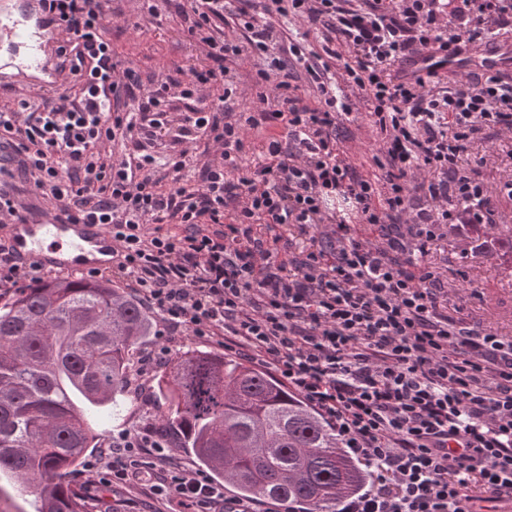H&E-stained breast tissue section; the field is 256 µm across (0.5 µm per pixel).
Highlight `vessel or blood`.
<instances>
[{
	"label": "vessel or blood",
	"mask_w": 512,
	"mask_h": 512,
	"mask_svg": "<svg viewBox=\"0 0 512 512\" xmlns=\"http://www.w3.org/2000/svg\"><path fill=\"white\" fill-rule=\"evenodd\" d=\"M46 26L32 8L0 15V74L40 73L46 68L43 57ZM484 74L512 71V43L489 42L462 53L444 57L431 52L412 56L404 69L406 78L429 71ZM9 244L27 261L64 272L88 271L112 264V235L102 224H73L58 211L28 209L22 221L10 224Z\"/></svg>",
	"instance_id": "1"
}]
</instances>
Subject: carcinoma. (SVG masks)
Here are the masks:
<instances>
[{"label":"carcinoma","instance_id":"carcinoma-1","mask_svg":"<svg viewBox=\"0 0 512 512\" xmlns=\"http://www.w3.org/2000/svg\"><path fill=\"white\" fill-rule=\"evenodd\" d=\"M151 330L136 301L101 281L43 282L0 305V475L36 493V512H95L69 482L99 439L76 400L118 409ZM158 388L177 447L244 498L336 512L366 480L330 427L251 365L187 351Z\"/></svg>","mask_w":512,"mask_h":512}]
</instances>
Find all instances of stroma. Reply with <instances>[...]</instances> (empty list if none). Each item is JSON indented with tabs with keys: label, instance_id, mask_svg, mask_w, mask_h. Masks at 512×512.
Segmentation results:
<instances>
[{
	"label": "stroma",
	"instance_id": "obj_1",
	"mask_svg": "<svg viewBox=\"0 0 512 512\" xmlns=\"http://www.w3.org/2000/svg\"><path fill=\"white\" fill-rule=\"evenodd\" d=\"M115 14L107 34L117 52L133 61L143 79L176 75L178 70L205 65L198 48L182 32L178 0H159L157 19L141 18L137 0H110ZM265 61L257 54H245L230 62L233 76L231 107L245 112L256 106L255 77ZM357 116L347 123L338 144L353 165L365 176H378L372 157L380 147V134L363 105H356ZM471 167L477 168L487 193L504 218L500 224L480 228L455 225L433 245L429 260L448 289L449 308H460L468 323H477L512 336V199L503 194L504 184L512 182V141L495 130H483L469 146ZM169 369L168 363L155 366L147 375L131 372L119 410L104 407L96 412V428L103 439L148 423L164 427L166 404L157 394V381ZM108 512H172L163 498H150L127 485L107 488Z\"/></svg>",
	"mask_w": 512,
	"mask_h": 512
}]
</instances>
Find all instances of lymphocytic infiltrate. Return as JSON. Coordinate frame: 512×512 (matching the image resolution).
<instances>
[{
    "mask_svg": "<svg viewBox=\"0 0 512 512\" xmlns=\"http://www.w3.org/2000/svg\"><path fill=\"white\" fill-rule=\"evenodd\" d=\"M107 0H37L60 38L55 101L0 109V219L18 221L21 180L69 222L112 233L111 271L156 315L157 335L216 340L259 362L334 431L370 474L338 512H502L512 505V337L448 313L427 257L447 224H491L496 212L462 156L482 129L512 132V80L468 74L445 87L431 72L405 80L417 50L454 52L512 29V0H187L185 38L208 59L186 81L143 84L105 36ZM239 34H224V14ZM319 36L306 48L277 19ZM265 56L261 109L226 104L227 63ZM196 107L179 121L177 103ZM382 136V175L358 172L336 127L356 103ZM282 126L262 161L242 163L246 129ZM175 148L160 156L155 141ZM205 141L200 182L187 146ZM377 227L355 237L351 220ZM168 224L181 232H165ZM295 224L309 249L284 255L254 232ZM0 239V298L43 282ZM88 482L134 483L179 512H273L228 498L205 473L172 461L147 424L108 440Z\"/></svg>",
    "mask_w": 512,
    "mask_h": 512,
    "instance_id": "f902f5d3",
    "label": "lymphocytic infiltrate"
}]
</instances>
